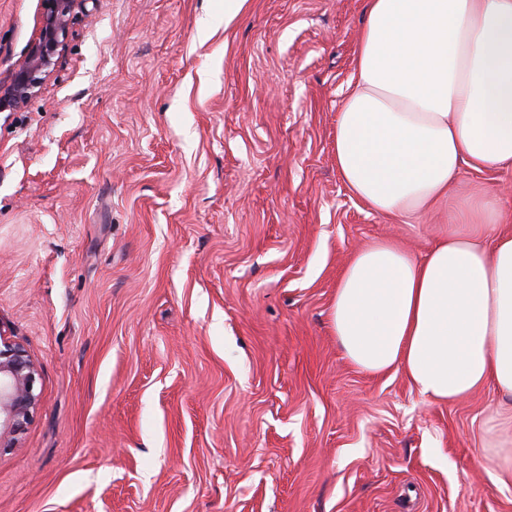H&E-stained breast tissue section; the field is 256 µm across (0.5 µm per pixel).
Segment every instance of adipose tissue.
I'll return each instance as SVG.
<instances>
[{"instance_id": "1", "label": "adipose tissue", "mask_w": 512, "mask_h": 512, "mask_svg": "<svg viewBox=\"0 0 512 512\" xmlns=\"http://www.w3.org/2000/svg\"><path fill=\"white\" fill-rule=\"evenodd\" d=\"M336 120V170L374 212L451 197L462 167L512 168V0H367ZM423 257L390 239L357 251L331 311L346 358L402 369L431 401L490 385L512 401V229L483 198L452 212Z\"/></svg>"}]
</instances>
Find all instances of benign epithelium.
Masks as SVG:
<instances>
[{"instance_id": "1", "label": "benign epithelium", "mask_w": 512, "mask_h": 512, "mask_svg": "<svg viewBox=\"0 0 512 512\" xmlns=\"http://www.w3.org/2000/svg\"><path fill=\"white\" fill-rule=\"evenodd\" d=\"M41 34L29 48L11 83L0 88V105L22 107L38 88L53 53L64 45L69 23L84 0H43ZM35 367L18 344L0 337V437L25 430L38 401L34 393Z\"/></svg>"}]
</instances>
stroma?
<instances>
[{
    "label": "stroma",
    "mask_w": 512,
    "mask_h": 512,
    "mask_svg": "<svg viewBox=\"0 0 512 512\" xmlns=\"http://www.w3.org/2000/svg\"><path fill=\"white\" fill-rule=\"evenodd\" d=\"M367 0H84L0 110V333L37 405L0 512H512L489 387L424 399L352 365L339 276L445 214L372 212L336 171ZM43 0H0V84ZM512 226V169L462 168Z\"/></svg>",
    "instance_id": "1"
}]
</instances>
